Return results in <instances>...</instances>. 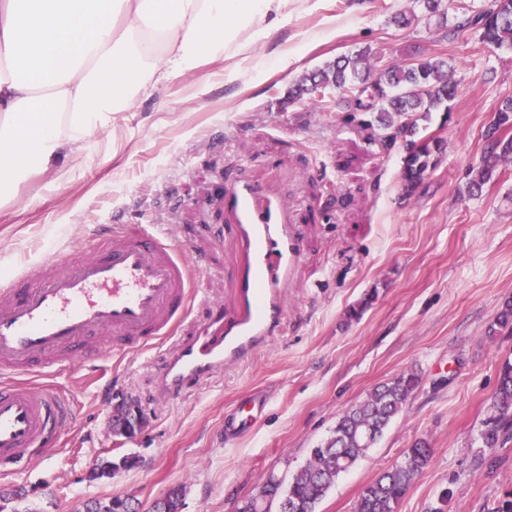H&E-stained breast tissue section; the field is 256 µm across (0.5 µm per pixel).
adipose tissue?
<instances>
[{
	"instance_id": "adipose-tissue-1",
	"label": "adipose tissue",
	"mask_w": 512,
	"mask_h": 512,
	"mask_svg": "<svg viewBox=\"0 0 512 512\" xmlns=\"http://www.w3.org/2000/svg\"><path fill=\"white\" fill-rule=\"evenodd\" d=\"M289 0H0V195L78 157L203 56L265 37Z\"/></svg>"
}]
</instances>
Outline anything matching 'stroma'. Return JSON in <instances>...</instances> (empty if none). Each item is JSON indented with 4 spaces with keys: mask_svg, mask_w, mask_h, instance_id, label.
<instances>
[{
    "mask_svg": "<svg viewBox=\"0 0 512 512\" xmlns=\"http://www.w3.org/2000/svg\"><path fill=\"white\" fill-rule=\"evenodd\" d=\"M414 0H300L267 37L204 64L121 113L112 137L91 141L65 183L45 173L0 206V278L53 251L89 250L125 224L170 227L199 273L200 296L174 337L56 379L74 399L68 428L0 487L24 488L30 512H83L115 496L148 512L170 488L182 512H239L269 477L287 481L337 420L377 385L407 372L419 384L368 455L342 474L318 512H355L363 488L399 465L418 441L431 450L398 512H495L512 492V438L484 447L479 433L512 330L495 318L512 300V155L481 195L467 172L484 156V132L512 97V48L478 34L441 41L438 18L401 27ZM365 52L371 75L443 56L461 94L432 113L427 135L443 149L406 193L402 153L384 151L377 112L344 96L289 101L299 79L336 57ZM269 186L288 209L300 261L277 335L196 388L161 398L157 375L176 341L195 336L216 309L238 306L246 253L224 207L227 180ZM361 310L349 315L351 307ZM266 406L228 437L226 412L251 393ZM142 425L115 436L120 396ZM138 456V467L90 479L101 460ZM447 503H440V495Z\"/></svg>",
    "mask_w": 512,
    "mask_h": 512,
    "instance_id": "1",
    "label": "stroma"
}]
</instances>
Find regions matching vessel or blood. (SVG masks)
I'll use <instances>...</instances> for the list:
<instances>
[{
	"label": "vessel or blood",
	"mask_w": 512,
	"mask_h": 512,
	"mask_svg": "<svg viewBox=\"0 0 512 512\" xmlns=\"http://www.w3.org/2000/svg\"><path fill=\"white\" fill-rule=\"evenodd\" d=\"M224 202L248 253L239 305L216 311L196 336L175 344L158 374L167 397L247 357L282 322L283 290L299 263L288 212L249 182L227 187ZM194 280L184 247L168 231L126 225L97 237L90 255L51 257L1 288L0 472L17 471L74 414L65 391L20 383L17 375L80 367L104 347L141 350L171 335L188 315Z\"/></svg>",
	"instance_id": "vessel-or-blood-1"
}]
</instances>
